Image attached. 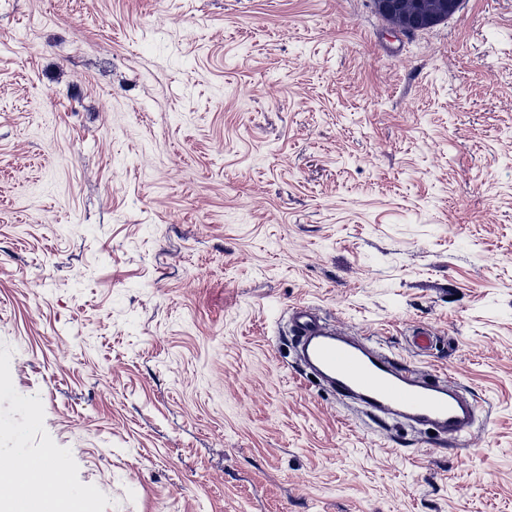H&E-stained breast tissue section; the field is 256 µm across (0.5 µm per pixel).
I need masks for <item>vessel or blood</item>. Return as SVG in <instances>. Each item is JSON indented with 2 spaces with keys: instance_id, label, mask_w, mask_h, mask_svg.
<instances>
[{
  "instance_id": "1",
  "label": "vessel or blood",
  "mask_w": 512,
  "mask_h": 512,
  "mask_svg": "<svg viewBox=\"0 0 512 512\" xmlns=\"http://www.w3.org/2000/svg\"><path fill=\"white\" fill-rule=\"evenodd\" d=\"M292 330L306 363L331 385L338 397L357 401L377 420L396 417L415 430H434L461 442L476 423V400L459 396L450 375L403 365L369 338L332 329L305 307L294 308ZM0 470L17 473L13 494L17 512H47L69 496L65 484L34 489L20 473L16 457L0 456Z\"/></svg>"
}]
</instances>
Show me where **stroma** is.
<instances>
[{
	"mask_svg": "<svg viewBox=\"0 0 512 512\" xmlns=\"http://www.w3.org/2000/svg\"><path fill=\"white\" fill-rule=\"evenodd\" d=\"M306 304L480 402L314 382ZM433 334L418 350L417 328ZM89 512H512V0H0V454ZM402 1L397 7V2L394 0H375L381 12H386L397 7L390 14H382V16L391 24L403 28L407 26V17L410 10L417 9L418 11L430 14L435 10V5L438 0H400Z\"/></svg>",
	"mask_w": 512,
	"mask_h": 512,
	"instance_id": "1",
	"label": "stroma"
}]
</instances>
